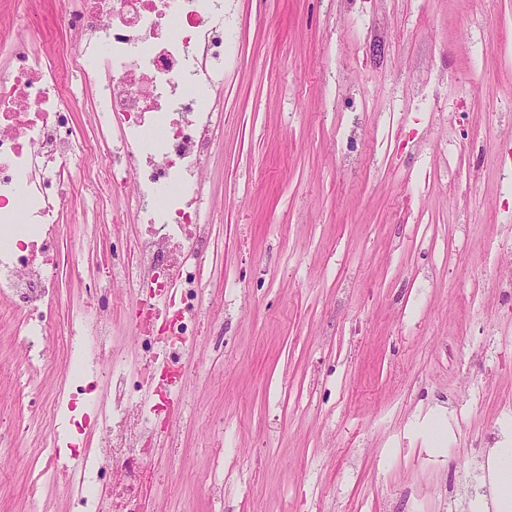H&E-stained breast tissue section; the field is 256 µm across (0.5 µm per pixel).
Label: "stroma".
<instances>
[{
  "label": "stroma",
  "instance_id": "stroma-1",
  "mask_svg": "<svg viewBox=\"0 0 512 512\" xmlns=\"http://www.w3.org/2000/svg\"><path fill=\"white\" fill-rule=\"evenodd\" d=\"M363 9L370 29L356 50L344 0H227L235 50L205 176L215 321L187 353L184 407L150 461L148 512H498L488 465L499 448L474 442L497 429L512 448V298L489 288L475 245L508 217L492 163L469 206L463 185L428 176L448 131L415 111L413 93L434 94L437 112L486 142L512 130V0H481L477 22L463 0ZM63 10L0 0V42L37 50L71 82ZM345 75L367 106L349 145ZM488 112L501 124L486 125ZM112 211L120 223L62 226L64 299L110 288L100 255L113 234L137 231L123 197ZM59 330L31 392L65 377ZM18 352L0 327V438H16L0 447V512H26L27 461L46 433L14 385ZM216 479L224 493L212 498Z\"/></svg>",
  "mask_w": 512,
  "mask_h": 512
}]
</instances>
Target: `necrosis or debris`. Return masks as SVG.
<instances>
[{"instance_id": "1", "label": "necrosis or debris", "mask_w": 512, "mask_h": 512, "mask_svg": "<svg viewBox=\"0 0 512 512\" xmlns=\"http://www.w3.org/2000/svg\"><path fill=\"white\" fill-rule=\"evenodd\" d=\"M76 36L71 66L84 84L59 90L55 64L0 43V324L18 338L16 382L45 364L60 305L53 246L74 172L91 185L78 220L109 221L113 196L138 225L115 239L108 266L123 287L71 305L59 339L64 384L40 400L52 430L30 462L31 494L62 487L73 512H147L143 495L155 415L181 396L184 355L201 318L209 242L204 173L218 147L229 36L224 0H63ZM88 101L90 133H76L67 99ZM138 301L137 365L117 360L109 310ZM84 445L62 456L69 432Z\"/></svg>"}]
</instances>
